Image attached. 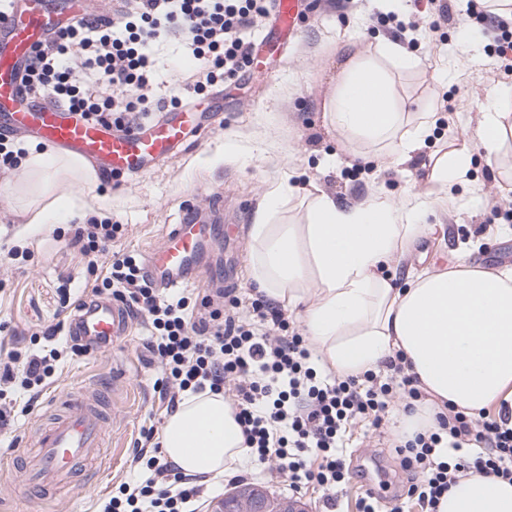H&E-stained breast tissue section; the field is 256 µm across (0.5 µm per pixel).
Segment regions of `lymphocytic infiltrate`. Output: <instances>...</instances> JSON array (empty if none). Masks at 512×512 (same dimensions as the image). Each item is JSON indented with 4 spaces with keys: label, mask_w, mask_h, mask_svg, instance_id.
I'll return each mask as SVG.
<instances>
[{
    "label": "lymphocytic infiltrate",
    "mask_w": 512,
    "mask_h": 512,
    "mask_svg": "<svg viewBox=\"0 0 512 512\" xmlns=\"http://www.w3.org/2000/svg\"><path fill=\"white\" fill-rule=\"evenodd\" d=\"M270 8V0H121L112 16L79 18L38 50L23 85L93 122L142 124L152 110L156 42L178 37L201 63L197 80L172 94L176 106L249 67L245 30ZM483 13L497 24L491 49L499 70L511 75L512 0H484ZM119 231L108 218L79 224L71 242L89 266L108 261L93 295L115 296L142 317L150 334L146 349L162 369L156 387L167 411L189 391L231 397L254 469L275 468L291 490L333 494L349 473L347 428L380 427L395 396L405 398L408 412L423 401L419 379L406 371L402 356L388 359L383 377L331 379L317 372L305 337L266 302L254 300L243 314L234 298L219 307L208 295L193 299L157 287L134 254L110 252ZM40 337L37 348L20 339L0 348V386L17 382L37 393L47 384L68 339L55 326ZM155 434L154 427L141 429L129 457L137 478L120 483L102 512H194L202 488L164 462ZM394 452L410 475L406 498L428 512L468 472L512 480V429L483 414L453 407L437 412L433 426Z\"/></svg>",
    "instance_id": "1"
}]
</instances>
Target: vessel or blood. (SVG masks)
<instances>
[{"label": "vessel or blood", "instance_id": "obj_1", "mask_svg": "<svg viewBox=\"0 0 512 512\" xmlns=\"http://www.w3.org/2000/svg\"><path fill=\"white\" fill-rule=\"evenodd\" d=\"M302 0H275L274 23L254 47L253 63L263 67L266 51L294 39L302 21ZM87 0H21L0 17V128L22 133L91 161L112 174L139 175L156 162L189 148L201 128L202 111L191 103L165 120L119 130L88 121L42 97L27 96L21 82L30 55L46 46L71 19L87 10ZM211 234L193 203L146 257L145 269L164 288H185ZM130 311L116 299L96 298L78 306L69 335L90 350L111 349L128 336ZM53 417L36 428V442L25 449V481L51 497L69 487L81 465L106 455L109 407L102 398L71 388L58 393Z\"/></svg>", "mask_w": 512, "mask_h": 512}]
</instances>
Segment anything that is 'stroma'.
<instances>
[{
	"mask_svg": "<svg viewBox=\"0 0 512 512\" xmlns=\"http://www.w3.org/2000/svg\"><path fill=\"white\" fill-rule=\"evenodd\" d=\"M446 3L448 14L438 22L427 0H311L298 36L278 50L269 73L243 72L207 88L203 98L219 114L198 136L193 150L146 174L100 182L97 193L112 201L109 217L123 227L112 242L113 250L144 255L158 244L186 201L207 208L206 197L195 193L197 187L222 192L224 216L215 224L213 244L201 260L196 290H230L247 308L258 297L246 272L249 226L268 181L294 169L301 181L343 203L363 200L380 189L398 199L432 188V156L449 143L470 151V168L453 186L446 209L424 218L425 223L444 225V232L422 239L407 263L417 270L444 269L458 251L468 253L470 262L482 268H500L501 253L512 254V139L491 164L477 144L476 128L491 96L500 87L512 86V77L495 69L488 52L491 24L478 17L475 0ZM397 18L415 22L416 41L410 50L421 60L420 67L395 73L397 95L411 112L432 103L438 120L410 159L375 165L370 160L374 147H362L357 156L342 153L341 137L326 124L322 103L328 77L343 54L396 40ZM196 73V62L183 56L177 43H168L155 64L156 97H169L173 88L194 81ZM263 125L277 139V157L257 153L211 168L199 165L201 153L223 150L225 134L252 143ZM329 153L335 154V164H324ZM22 178L19 170L0 174V249L15 247L21 252L13 267L0 269V344L6 346L14 332L68 321L76 288L96 279L67 237L54 231L18 236L21 218L6 186ZM148 340L144 324L133 320L125 343L99 354L65 350L53 382L37 401L18 397V445L28 448L34 444L32 425L53 393L69 387L115 391L109 433L117 452L83 477L80 493L64 491L45 504L17 485L15 473L7 468L13 452L0 446V494L14 495V512H97L113 487L129 478L128 458L140 427L162 426L167 416L154 388L159 365L145 349ZM403 405V399H394L386 432L375 444H367L362 426L347 432L350 475L336 491L337 512H357V501L368 488L378 496L381 512H392L407 482L391 448L402 436L398 419Z\"/></svg>",
	"mask_w": 512,
	"mask_h": 512,
	"instance_id": "1",
	"label": "stroma"
}]
</instances>
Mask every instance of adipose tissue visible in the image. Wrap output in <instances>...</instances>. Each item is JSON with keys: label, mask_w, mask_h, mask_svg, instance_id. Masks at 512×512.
Wrapping results in <instances>:
<instances>
[{"label": "adipose tissue", "mask_w": 512, "mask_h": 512, "mask_svg": "<svg viewBox=\"0 0 512 512\" xmlns=\"http://www.w3.org/2000/svg\"><path fill=\"white\" fill-rule=\"evenodd\" d=\"M419 64L395 41L339 64L323 111L345 151L395 142L405 157L420 148L436 114L404 112L392 75ZM511 97L512 88H501L481 114L476 137L488 160H496L512 132V114L498 109ZM23 168L30 189L9 188L25 218L22 234L106 206L91 193L100 176L84 158L32 149ZM76 183L86 194L72 192ZM440 203L423 191L397 200L375 193L342 205L320 189L272 182L252 216L250 280L265 299L298 312L322 369L359 377L400 352L433 400L468 413L493 410L500 425L512 428V268L490 271L460 255L449 269L395 275L434 230L420 216ZM160 445L167 463L202 482L247 461L235 411L220 394L186 393L166 418ZM438 512H512V482L468 473L441 498Z\"/></svg>", "instance_id": "1"}]
</instances>
